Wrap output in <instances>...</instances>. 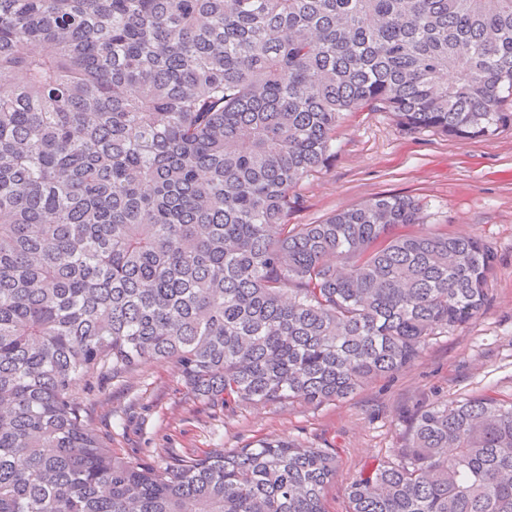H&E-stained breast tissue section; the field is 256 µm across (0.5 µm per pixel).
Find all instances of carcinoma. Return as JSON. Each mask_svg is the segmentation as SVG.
I'll return each instance as SVG.
<instances>
[{
	"instance_id": "obj_1",
	"label": "carcinoma",
	"mask_w": 512,
	"mask_h": 512,
	"mask_svg": "<svg viewBox=\"0 0 512 512\" xmlns=\"http://www.w3.org/2000/svg\"><path fill=\"white\" fill-rule=\"evenodd\" d=\"M512 126V0H0V512H327L336 456L159 466L74 383L177 366L204 402L322 404L484 311L495 256L379 196L290 224L344 113ZM349 512H512V403H435Z\"/></svg>"
}]
</instances>
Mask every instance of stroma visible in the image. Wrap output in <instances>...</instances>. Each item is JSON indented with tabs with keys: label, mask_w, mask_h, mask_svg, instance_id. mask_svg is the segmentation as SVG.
<instances>
[{
	"label": "stroma",
	"mask_w": 512,
	"mask_h": 512,
	"mask_svg": "<svg viewBox=\"0 0 512 512\" xmlns=\"http://www.w3.org/2000/svg\"><path fill=\"white\" fill-rule=\"evenodd\" d=\"M292 224L379 197L414 199L421 232H466L496 254L489 302L468 324L438 335L409 367L347 399L322 404L200 401L170 363L145 361L94 388L76 382L86 425L124 457L160 463L277 438L335 454L339 470L326 493L329 512H347V487L378 461L394 458L418 410L482 395L512 402V127L489 139L403 129L393 113H345L327 161L296 189Z\"/></svg>",
	"instance_id": "stroma-1"
}]
</instances>
